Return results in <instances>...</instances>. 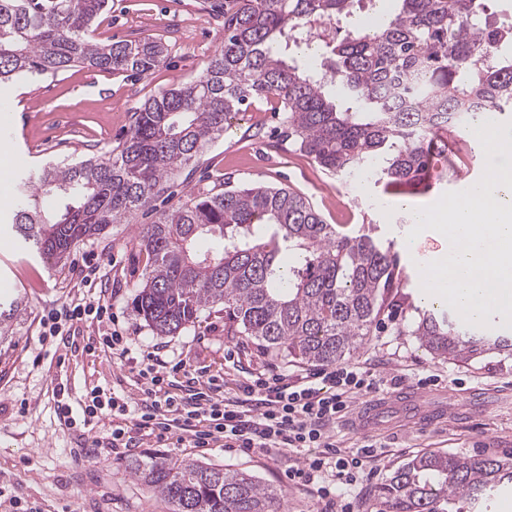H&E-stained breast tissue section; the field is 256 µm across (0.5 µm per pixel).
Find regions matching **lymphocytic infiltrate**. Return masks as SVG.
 <instances>
[{"instance_id": "obj_1", "label": "lymphocytic infiltrate", "mask_w": 512, "mask_h": 512, "mask_svg": "<svg viewBox=\"0 0 512 512\" xmlns=\"http://www.w3.org/2000/svg\"><path fill=\"white\" fill-rule=\"evenodd\" d=\"M111 318L109 305L72 303L64 311L42 318L41 336L66 344L70 341L66 322L90 320L101 325ZM179 373L186 376V395L161 397L163 385ZM137 377L142 396L136 401L97 389L87 393L77 409L56 398L57 414L70 426L87 427L115 418L110 436L92 438L91 455L136 447L141 437H162L173 426L198 448L221 442L247 454L277 450L302 455L301 465L288 470L290 480L313 487L324 512H351V503L340 488L353 485L364 474L370 451L364 447L341 453L333 427L344 417L351 399L380 388V379L367 366L259 374L231 397L220 395L218 389L201 387L198 377L187 372L185 362L172 364L154 353L148 354Z\"/></svg>"}]
</instances>
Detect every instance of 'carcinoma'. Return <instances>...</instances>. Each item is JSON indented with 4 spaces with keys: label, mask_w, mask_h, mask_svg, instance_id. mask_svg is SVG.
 Wrapping results in <instances>:
<instances>
[{
    "label": "carcinoma",
    "mask_w": 512,
    "mask_h": 512,
    "mask_svg": "<svg viewBox=\"0 0 512 512\" xmlns=\"http://www.w3.org/2000/svg\"><path fill=\"white\" fill-rule=\"evenodd\" d=\"M355 0H224V45L198 80L162 91L134 112L109 156L49 160L20 178L11 229L24 247L56 263L112 224L151 206L179 170L224 133L253 98L283 113L285 138L343 179L367 163L387 191L419 184L443 134L465 132L491 111L512 110V59L499 54L483 0H399L372 31L334 44L312 41L318 21L354 15ZM109 0H0V86L83 65L146 74L168 54L144 38L103 43L93 23ZM326 49L355 110L340 111L327 76L286 58L290 46ZM56 198L49 210L43 200ZM140 245L150 265L133 306L159 336L224 305V332L305 363L335 364L385 320L396 321L404 287L394 244L328 224L300 194L256 186L224 189L157 213ZM19 301L0 305V335ZM412 335L437 357L467 362L512 351V338L417 311ZM126 470L172 512H280L281 491L253 475L198 461L147 456ZM512 487V460L420 454L381 486L385 512H476Z\"/></svg>",
    "instance_id": "cac0c4a2"
}]
</instances>
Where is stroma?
<instances>
[{"label":"stroma","mask_w":512,"mask_h":512,"mask_svg":"<svg viewBox=\"0 0 512 512\" xmlns=\"http://www.w3.org/2000/svg\"><path fill=\"white\" fill-rule=\"evenodd\" d=\"M94 26L100 41L152 38L170 45L171 56L143 76L73 66L55 76L20 80L16 87L0 91V158L10 162L16 175L27 174L46 160L107 156L129 134L131 115L145 99L201 75L220 47L224 19L207 10L206 0H111ZM282 128L281 114L265 103L239 113L223 136L175 178L171 203L227 180L235 187L289 188L312 202L329 224L357 229L371 223L382 242L401 248L400 265L408 277L401 291L404 324L369 337L349 356V363H370L383 380L385 394L396 391L399 384L421 382L471 397V408L426 430L396 427L363 436L345 421H337L338 448L351 452L369 445L375 452L371 460L375 476L349 489L352 512H381V485L415 455L511 457L512 355L490 353L471 363L436 358L411 334L414 308L421 303L420 277L413 261L439 255L448 243L427 230L412 245H405L410 210L458 190L456 172H434L422 184L387 193L372 178L357 182L326 174L283 141ZM153 218L152 211L144 210L132 223L110 225L58 265L19 248L9 224L0 218V281L11 284L0 301L22 300L7 339L0 341V492L42 512H171L168 503L125 469L129 457L157 454L248 472L281 490V512H319L321 502L313 489L289 483L290 461L281 453L251 456L219 443L196 448L173 432L161 441L145 439L129 457L110 453L91 459L80 455V448L89 436L108 435L111 421L95 424L86 433L66 428L56 416L54 393L60 388L75 406L95 388L140 398L134 369L154 350L168 360H187L203 379L216 380L226 396L235 395L240 385L268 367L298 368L245 337L226 335L220 304L203 311L174 336L156 335L136 315L132 302L147 267L140 231ZM90 257L101 265V297L112 307L116 329L128 338L127 356L107 348L87 349L89 337L97 336L98 330L85 321L75 324L72 347L39 341L43 315L62 310L84 294L80 267Z\"/></svg>","instance_id":"stroma-1"}]
</instances>
